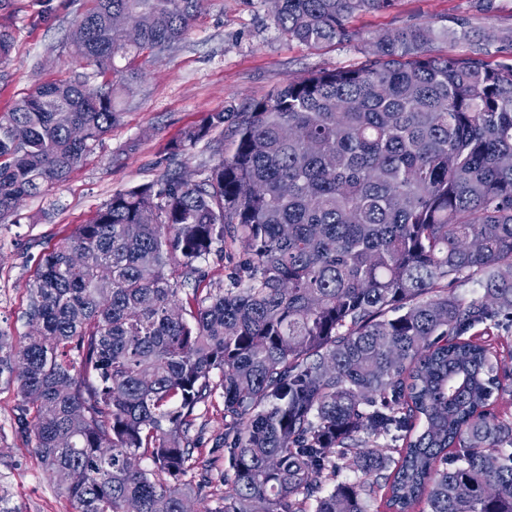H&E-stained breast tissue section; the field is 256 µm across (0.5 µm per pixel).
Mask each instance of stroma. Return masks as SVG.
I'll return each mask as SVG.
<instances>
[{"label":"stroma","instance_id":"stroma-1","mask_svg":"<svg viewBox=\"0 0 512 512\" xmlns=\"http://www.w3.org/2000/svg\"><path fill=\"white\" fill-rule=\"evenodd\" d=\"M91 5L92 0H0V31L14 40L10 60L0 63V113L45 82L101 84L70 49L74 21ZM424 23L432 29L433 53L512 63V0H397L390 10L351 18L362 41L316 47L279 30L267 0H205L176 52L137 60L142 77L123 97L119 121L81 164L0 223V327L15 336L26 332L27 288L38 256L88 222L112 194L155 181L185 130L210 113L242 111L308 73L360 66L367 58L365 38ZM231 150L230 127L213 129L185 147L181 171L199 175ZM16 403L15 385L0 378V485L8 489L7 506L12 512H66L31 443L14 431Z\"/></svg>","mask_w":512,"mask_h":512}]
</instances>
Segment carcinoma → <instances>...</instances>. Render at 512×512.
Masks as SVG:
<instances>
[{
    "instance_id": "obj_1",
    "label": "carcinoma",
    "mask_w": 512,
    "mask_h": 512,
    "mask_svg": "<svg viewBox=\"0 0 512 512\" xmlns=\"http://www.w3.org/2000/svg\"><path fill=\"white\" fill-rule=\"evenodd\" d=\"M396 0H279L306 45ZM204 0H93L76 59L0 114V222L63 182L121 116L133 61L178 48ZM386 30L356 68L215 112L233 150L112 195L37 260L28 332L0 328L18 428L71 512H512V373L477 325L512 318V63ZM246 275L205 284L226 241ZM477 280L469 303L448 291ZM191 292L179 297L182 287ZM224 402V467L194 455ZM150 466H143V461ZM220 495L219 509L205 507ZM195 430L192 432L193 438L198 439L199 448L207 453L212 448L213 442L224 433V408L220 401L219 405L202 407L199 412Z\"/></svg>"
}]
</instances>
